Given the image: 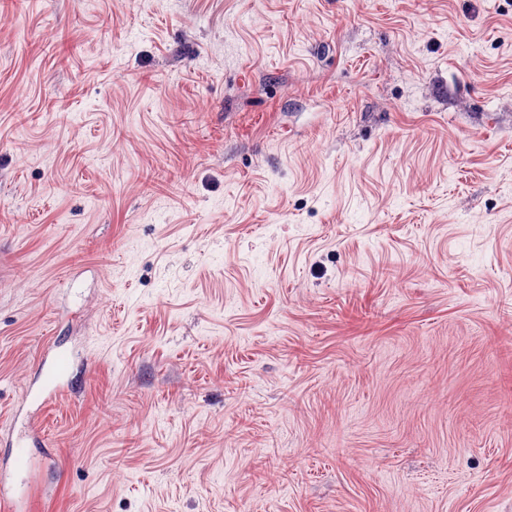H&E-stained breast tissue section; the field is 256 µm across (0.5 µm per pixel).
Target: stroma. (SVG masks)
<instances>
[{
	"mask_svg": "<svg viewBox=\"0 0 512 512\" xmlns=\"http://www.w3.org/2000/svg\"><path fill=\"white\" fill-rule=\"evenodd\" d=\"M1 484L512 512V0H0ZM70 364L69 355L57 351L51 356V366L44 375L40 388L41 405H46L56 399L62 392V379L66 375ZM36 428L34 422H30L28 426V433L17 437L13 443L12 456L14 467L18 471H25L28 469L30 463V439L34 436Z\"/></svg>",
	"mask_w": 512,
	"mask_h": 512,
	"instance_id": "35a3bbf8",
	"label": "stroma"
}]
</instances>
